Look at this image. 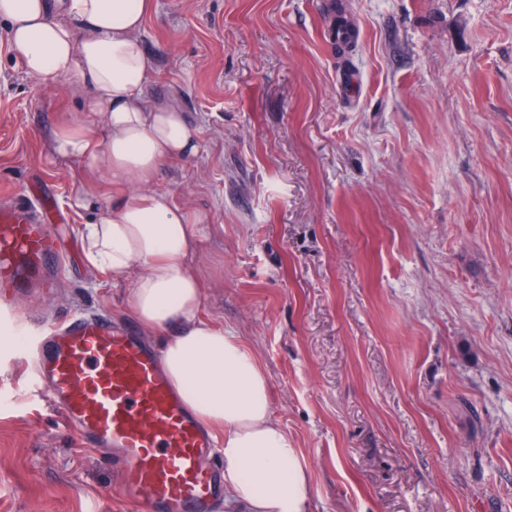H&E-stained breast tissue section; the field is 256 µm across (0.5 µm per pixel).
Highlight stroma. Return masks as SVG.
Here are the masks:
<instances>
[{"label":"stroma","instance_id":"stroma-1","mask_svg":"<svg viewBox=\"0 0 512 512\" xmlns=\"http://www.w3.org/2000/svg\"><path fill=\"white\" fill-rule=\"evenodd\" d=\"M140 36L148 94L198 131L154 186L208 219L202 312L265 370L307 512H512V0H152ZM8 40L0 21V193L54 198L63 251L54 294L0 332L134 323L129 286L82 259L112 188L75 206L84 165L46 147L86 94L26 74ZM106 507H125L111 458L0 341V512Z\"/></svg>","mask_w":512,"mask_h":512}]
</instances>
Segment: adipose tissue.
Listing matches in <instances>:
<instances>
[{
  "label": "adipose tissue",
  "instance_id": "adipose-tissue-1",
  "mask_svg": "<svg viewBox=\"0 0 512 512\" xmlns=\"http://www.w3.org/2000/svg\"><path fill=\"white\" fill-rule=\"evenodd\" d=\"M151 0H0V19L25 72L87 90L86 116L62 121L48 150L84 164L75 203L112 186L108 212L83 225L89 266L129 284L131 313L161 345L170 382L220 438L224 488L247 512H306L309 482L292 439L272 411L267 375L241 337L201 315L202 282L189 259L206 218L152 183L166 162L196 150L178 109L146 94L154 61L140 32Z\"/></svg>",
  "mask_w": 512,
  "mask_h": 512
}]
</instances>
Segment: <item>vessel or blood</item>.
<instances>
[{
	"instance_id": "1",
	"label": "vessel or blood",
	"mask_w": 512,
	"mask_h": 512,
	"mask_svg": "<svg viewBox=\"0 0 512 512\" xmlns=\"http://www.w3.org/2000/svg\"><path fill=\"white\" fill-rule=\"evenodd\" d=\"M61 249L51 225L0 200V310L25 292H51ZM31 376L84 448L120 460L130 512H222L217 443L174 390L159 349L105 312L69 315L27 332Z\"/></svg>"
}]
</instances>
